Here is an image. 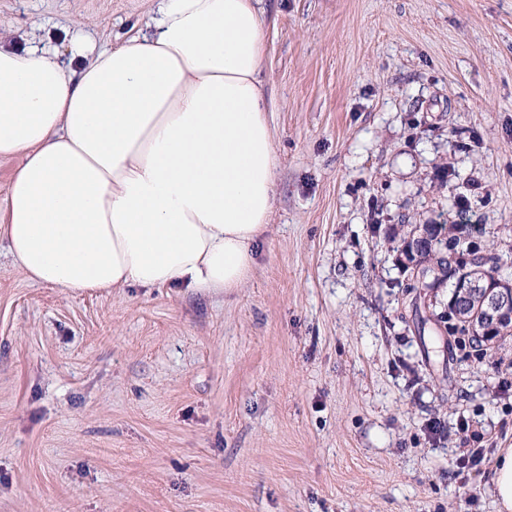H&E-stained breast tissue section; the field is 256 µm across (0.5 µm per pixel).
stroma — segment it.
I'll return each mask as SVG.
<instances>
[{
  "label": "stroma",
  "instance_id": "1",
  "mask_svg": "<svg viewBox=\"0 0 512 512\" xmlns=\"http://www.w3.org/2000/svg\"><path fill=\"white\" fill-rule=\"evenodd\" d=\"M262 6L277 169L242 287L72 293L0 240V512H495L512 336L425 356L401 241L484 224L512 256V0ZM154 9L0 0V30L65 57Z\"/></svg>",
  "mask_w": 512,
  "mask_h": 512
}]
</instances>
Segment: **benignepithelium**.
<instances>
[{"mask_svg":"<svg viewBox=\"0 0 512 512\" xmlns=\"http://www.w3.org/2000/svg\"><path fill=\"white\" fill-rule=\"evenodd\" d=\"M453 298L466 307L464 318L482 336L512 322V281L506 278L491 279L480 269H472L456 281Z\"/></svg>","mask_w":512,"mask_h":512,"instance_id":"7a95c632","label":"benign epithelium"}]
</instances>
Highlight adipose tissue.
Here are the masks:
<instances>
[{
    "mask_svg": "<svg viewBox=\"0 0 512 512\" xmlns=\"http://www.w3.org/2000/svg\"><path fill=\"white\" fill-rule=\"evenodd\" d=\"M262 0H157L147 29L63 63L0 46V238L32 282L231 290L272 213Z\"/></svg>",
    "mask_w": 512,
    "mask_h": 512,
    "instance_id": "ef3b65f1",
    "label": "adipose tissue"
}]
</instances>
